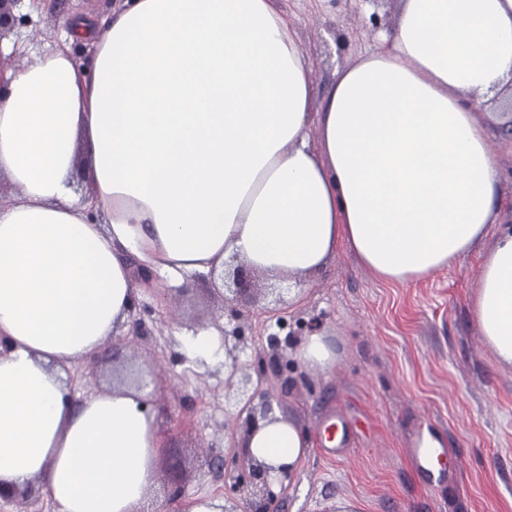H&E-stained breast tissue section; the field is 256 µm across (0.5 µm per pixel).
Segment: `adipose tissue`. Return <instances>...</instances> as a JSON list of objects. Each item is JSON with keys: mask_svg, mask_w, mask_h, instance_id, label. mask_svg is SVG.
<instances>
[{"mask_svg": "<svg viewBox=\"0 0 512 512\" xmlns=\"http://www.w3.org/2000/svg\"><path fill=\"white\" fill-rule=\"evenodd\" d=\"M76 33L91 65L0 66V489L167 512L144 391L67 383L129 316V257L178 283L234 255L300 292L341 244L388 283L450 266L498 220L477 107L512 100V0H399L387 47L323 94L271 0H126ZM479 281V334L512 366V230ZM246 445L294 466L309 440L273 415Z\"/></svg>", "mask_w": 512, "mask_h": 512, "instance_id": "obj_1", "label": "adipose tissue"}]
</instances>
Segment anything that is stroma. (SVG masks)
<instances>
[{"label":"stroma","instance_id":"stroma-1","mask_svg":"<svg viewBox=\"0 0 512 512\" xmlns=\"http://www.w3.org/2000/svg\"><path fill=\"white\" fill-rule=\"evenodd\" d=\"M125 0H20L9 33L11 61L63 49L90 59L91 43L71 37L77 18L104 28ZM288 19L314 86L326 91L339 71L377 50L396 23L397 0H273ZM488 148L499 168L500 217L469 253L427 278L379 280L338 247L328 267L309 279L302 299L275 302L270 281L253 274L256 294L246 315L230 320L210 277L180 285L155 277L139 286L121 335L101 354L73 365L71 386L87 395L110 386L112 372L149 374L163 448L159 490L172 474L183 499L220 497L224 476L214 457L240 444L235 405L225 382L232 356L287 363V384H274V411L303 429L310 446L284 494L280 512H512V366L498 362L478 332L473 302L483 256L512 229V114L485 112ZM241 335H234V328ZM212 332L209 357L192 354L189 334ZM317 332L338 358L327 372L301 365L296 349ZM448 450L447 478L428 482L410 450L423 432ZM341 455L325 453L327 441Z\"/></svg>","mask_w":512,"mask_h":512}]
</instances>
